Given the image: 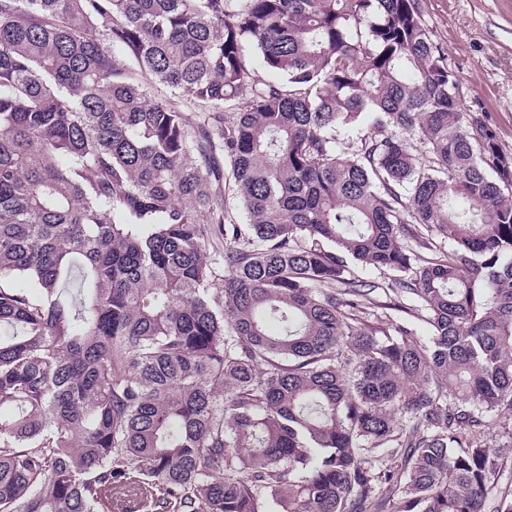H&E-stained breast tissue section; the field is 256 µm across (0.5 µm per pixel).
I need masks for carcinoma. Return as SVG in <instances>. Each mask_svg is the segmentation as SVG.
<instances>
[{"mask_svg":"<svg viewBox=\"0 0 512 512\" xmlns=\"http://www.w3.org/2000/svg\"><path fill=\"white\" fill-rule=\"evenodd\" d=\"M419 2L0 0V512H484L512 156Z\"/></svg>","mask_w":512,"mask_h":512,"instance_id":"carcinoma-1","label":"carcinoma"}]
</instances>
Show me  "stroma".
Here are the masks:
<instances>
[{"mask_svg": "<svg viewBox=\"0 0 512 512\" xmlns=\"http://www.w3.org/2000/svg\"><path fill=\"white\" fill-rule=\"evenodd\" d=\"M426 25L448 56L465 108L485 112L512 154V0H420ZM485 442L502 454L490 504L512 492V419L488 420Z\"/></svg>", "mask_w": 512, "mask_h": 512, "instance_id": "1", "label": "stroma"}]
</instances>
